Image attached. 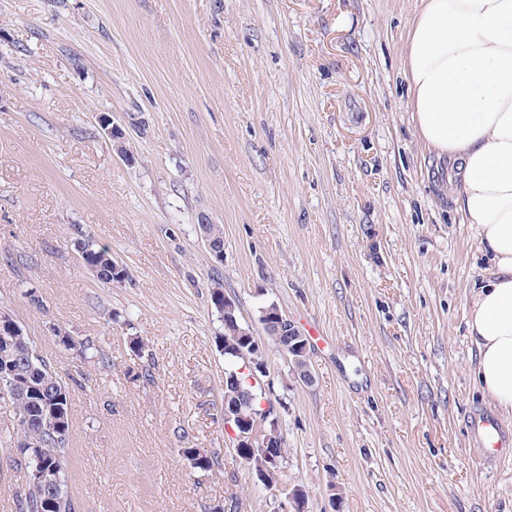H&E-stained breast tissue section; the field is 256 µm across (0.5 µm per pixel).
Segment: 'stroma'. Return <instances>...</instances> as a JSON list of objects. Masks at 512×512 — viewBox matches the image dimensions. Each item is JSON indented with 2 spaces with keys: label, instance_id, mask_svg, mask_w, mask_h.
Returning <instances> with one entry per match:
<instances>
[{
  "label": "stroma",
  "instance_id": "stroma-1",
  "mask_svg": "<svg viewBox=\"0 0 512 512\" xmlns=\"http://www.w3.org/2000/svg\"><path fill=\"white\" fill-rule=\"evenodd\" d=\"M417 4L0 0V308L69 387L76 512H292L296 486L307 512H512V455L467 423L492 407L467 331L491 262L411 121ZM88 237L125 281L83 267ZM218 284L255 336L274 303L309 339L310 385L266 348L277 494L224 430Z\"/></svg>",
  "mask_w": 512,
  "mask_h": 512
}]
</instances>
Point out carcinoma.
<instances>
[{
  "label": "carcinoma",
  "instance_id": "cac0c4a2",
  "mask_svg": "<svg viewBox=\"0 0 512 512\" xmlns=\"http://www.w3.org/2000/svg\"><path fill=\"white\" fill-rule=\"evenodd\" d=\"M80 253L83 265L94 268L98 280L105 284L113 283L115 275L123 269V266L112 259L108 247L92 240L82 242ZM1 386L11 393L13 414L20 417L23 428L14 427L0 439V454L9 458L13 449L22 448L21 433L24 432L41 443V447L33 449L32 462L47 468L64 469L73 423L70 390L60 379L56 367L43 356L32 360L17 357L10 365L0 358ZM53 406L62 409L63 420L62 424L51 428L46 425V415ZM222 465V456L213 451L196 462V469L209 473ZM70 501L72 498L66 481L62 479L49 496L32 494L19 508V512H63L61 508L55 510L49 507L48 503L58 505Z\"/></svg>",
  "mask_w": 512,
  "mask_h": 512
}]
</instances>
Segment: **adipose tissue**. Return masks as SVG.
<instances>
[{
	"label": "adipose tissue",
	"instance_id": "ef3b65f1",
	"mask_svg": "<svg viewBox=\"0 0 512 512\" xmlns=\"http://www.w3.org/2000/svg\"><path fill=\"white\" fill-rule=\"evenodd\" d=\"M403 54L417 135L493 263L467 325L484 395L512 413V0H419Z\"/></svg>",
	"mask_w": 512,
	"mask_h": 512
}]
</instances>
